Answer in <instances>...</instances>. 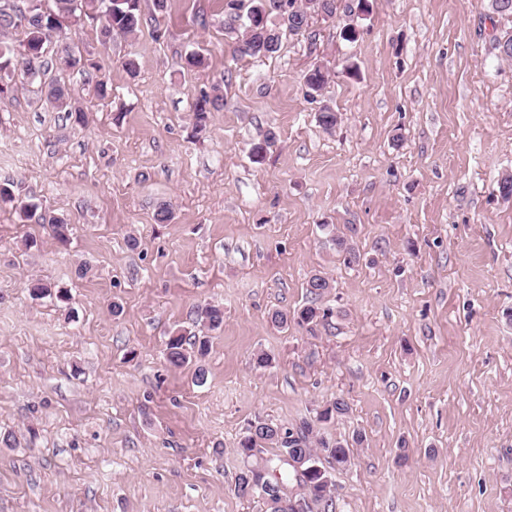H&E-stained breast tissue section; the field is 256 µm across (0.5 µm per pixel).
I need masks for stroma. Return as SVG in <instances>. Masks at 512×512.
Returning <instances> with one entry per match:
<instances>
[{
  "label": "stroma",
  "mask_w": 512,
  "mask_h": 512,
  "mask_svg": "<svg viewBox=\"0 0 512 512\" xmlns=\"http://www.w3.org/2000/svg\"><path fill=\"white\" fill-rule=\"evenodd\" d=\"M356 2L266 59L233 58L224 0H140V31L106 43L99 23L74 25L47 52L89 61L63 77L81 124L0 72V182L69 224L62 243L0 205V512H265L234 492L259 417L348 442L336 512H512V200L497 192L512 61L493 48L512 16L490 0L349 14ZM193 51L207 67L181 69ZM316 65L329 78L312 98ZM214 92L224 106L195 137L193 105ZM349 226L351 266L331 239ZM318 272L332 317L313 335L277 328ZM205 303L224 324L198 386L165 340ZM259 350L273 368L254 367ZM337 397L348 415L317 421Z\"/></svg>",
  "instance_id": "obj_1"
}]
</instances>
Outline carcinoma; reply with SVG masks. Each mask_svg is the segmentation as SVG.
<instances>
[{
	"instance_id": "cac0c4a2",
	"label": "carcinoma",
	"mask_w": 512,
	"mask_h": 512,
	"mask_svg": "<svg viewBox=\"0 0 512 512\" xmlns=\"http://www.w3.org/2000/svg\"><path fill=\"white\" fill-rule=\"evenodd\" d=\"M13 0H0V30H17L23 39L17 44L0 45V71L15 70L28 63L23 52L30 48L44 53L47 41L55 31L46 24L22 20L12 14ZM88 11L99 15L101 19L100 34L102 38L114 34L133 35L142 26L139 0H85ZM303 16L294 8L293 0H224V29L238 34L235 54L240 57H272L282 46L284 31L293 33L303 31ZM327 76L319 68L306 72L304 81L309 95L313 96L324 87ZM46 89L47 99L59 106H67L68 113L76 114L83 119V109L69 102V92L56 78L41 80ZM223 107L220 96H200L194 104L195 130L202 133L207 130L211 114ZM278 140L276 131L270 130L264 138L253 144L250 149L251 158L262 161L268 151ZM0 203L13 204L19 210L20 218L50 226L54 236L61 241L66 240L68 222L59 216L45 212H37V207L16 199L10 187H0ZM307 288L311 300L288 314L276 311L271 321L279 328L298 326L313 334L317 328L332 316L329 308L317 304V300L330 288V281L325 276L315 273L308 282ZM196 323L210 331L220 329L224 324V309L215 305H205L197 309ZM210 350V337L196 336L185 329L178 328L169 332L166 341V360L177 368L188 364L195 365V381L204 384L206 372L203 362ZM349 413V405L342 398H336L317 412V420L327 422ZM311 426L304 421L298 426L286 427L271 419L257 418L248 423L240 437L237 452L243 460V468L237 474L234 489L238 495H244V488L257 479L256 470L267 468L280 474L282 483H295L302 487V499L305 500V512H330L333 509L331 494L332 483L320 480L317 473L300 472L286 461L312 458L322 452L332 458L339 467L350 464L347 446L338 440L320 439L319 448H314L310 435Z\"/></svg>"
}]
</instances>
